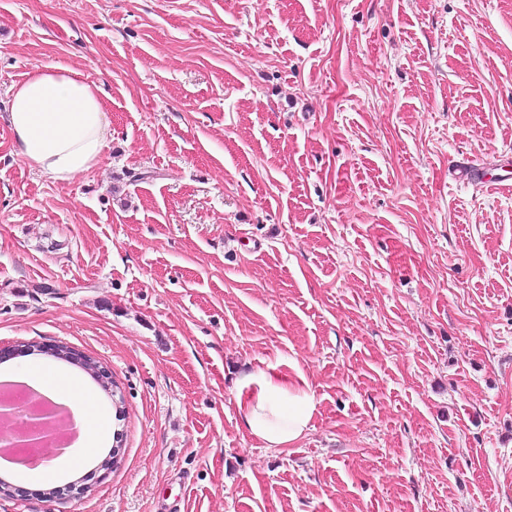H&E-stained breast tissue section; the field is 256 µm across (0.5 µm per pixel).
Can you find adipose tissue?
Returning a JSON list of instances; mask_svg holds the SVG:
<instances>
[{
    "instance_id": "adipose-tissue-1",
    "label": "adipose tissue",
    "mask_w": 512,
    "mask_h": 512,
    "mask_svg": "<svg viewBox=\"0 0 512 512\" xmlns=\"http://www.w3.org/2000/svg\"><path fill=\"white\" fill-rule=\"evenodd\" d=\"M7 126L19 156L65 183L99 163L110 123L95 85L73 68L58 65L34 67L14 87ZM22 380L41 382L49 388L50 399L64 400L83 420L88 449H95L99 426L80 382L47 374L36 365ZM237 406L249 434L275 448H287L299 440L316 411L305 378L291 380L263 370L251 373L240 385Z\"/></svg>"
}]
</instances>
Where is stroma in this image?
Masks as SVG:
<instances>
[{"mask_svg":"<svg viewBox=\"0 0 512 512\" xmlns=\"http://www.w3.org/2000/svg\"><path fill=\"white\" fill-rule=\"evenodd\" d=\"M112 134L61 183L0 118V370L98 360L101 456L0 512H512V0H0V115L35 66ZM303 374L291 448L237 381ZM88 484L77 494L73 484Z\"/></svg>","mask_w":512,"mask_h":512,"instance_id":"1","label":"stroma"}]
</instances>
